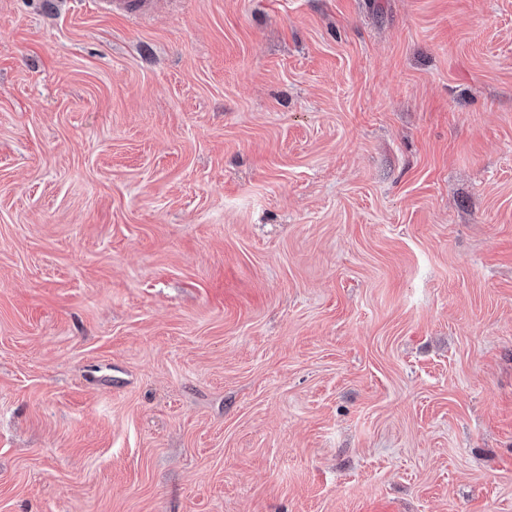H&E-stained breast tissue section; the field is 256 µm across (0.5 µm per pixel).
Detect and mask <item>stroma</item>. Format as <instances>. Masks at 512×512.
<instances>
[{"mask_svg":"<svg viewBox=\"0 0 512 512\" xmlns=\"http://www.w3.org/2000/svg\"><path fill=\"white\" fill-rule=\"evenodd\" d=\"M0 512H512V0H0ZM112 8L113 13L125 14L133 19L149 16L159 4V0H100Z\"/></svg>","mask_w":512,"mask_h":512,"instance_id":"1","label":"stroma"}]
</instances>
